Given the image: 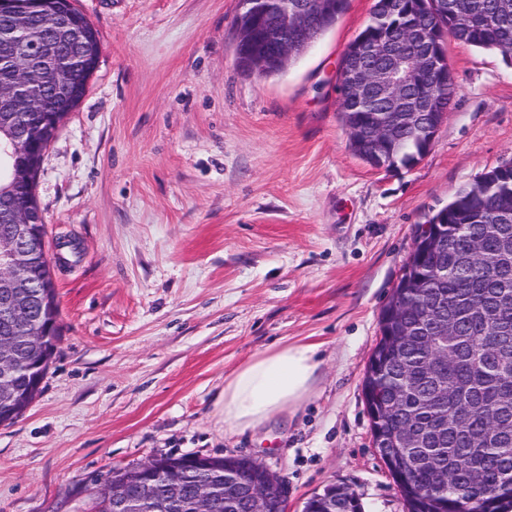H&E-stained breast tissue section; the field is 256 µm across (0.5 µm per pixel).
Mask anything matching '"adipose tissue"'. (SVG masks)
Listing matches in <instances>:
<instances>
[{
    "label": "adipose tissue",
    "mask_w": 512,
    "mask_h": 512,
    "mask_svg": "<svg viewBox=\"0 0 512 512\" xmlns=\"http://www.w3.org/2000/svg\"><path fill=\"white\" fill-rule=\"evenodd\" d=\"M319 367L311 344H280L252 356L224 380V425L254 429L297 408L313 389Z\"/></svg>",
    "instance_id": "obj_1"
}]
</instances>
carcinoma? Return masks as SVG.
Masks as SVG:
<instances>
[{
    "label": "carcinoma",
    "mask_w": 512,
    "mask_h": 512,
    "mask_svg": "<svg viewBox=\"0 0 512 512\" xmlns=\"http://www.w3.org/2000/svg\"><path fill=\"white\" fill-rule=\"evenodd\" d=\"M347 0H336V9L319 15L314 24L327 31L345 11ZM474 16L492 18L483 30L457 28L453 38L467 46L498 53L512 64V0H462ZM415 15L393 16L382 9L372 13L358 33L367 37L399 29ZM19 39L0 38V60L16 58L21 50L34 56L26 77L31 94L42 100L47 112L65 117L75 103L56 88L54 59L75 55L79 46L65 28L40 11L13 19ZM27 111L22 101L0 105V140L18 132L15 116ZM381 104L373 111H342L347 129L371 131L374 119H385ZM441 116L426 112L415 125L398 124L383 145L392 166L408 167L428 151L425 129ZM484 184L459 190L448 205L428 216L440 244L417 248L406 261L409 276L418 288L400 285L380 316V339L368 363L363 394L372 422V436L380 451L411 461L397 483L409 512H466L474 500L484 512H507L512 507V162L482 174ZM33 200L32 192L18 187L5 173L0 160V225L8 223L3 207L19 210ZM502 224H488L490 217ZM53 335L46 350L22 343L12 354L5 382L27 395L36 377H45L61 338L60 311L53 313ZM48 319L38 308L16 318L18 334ZM403 324L407 336H393ZM155 472L141 466L113 468L83 481L89 491V512H113L112 493L102 483L125 480L129 491L149 483L153 512H169L168 500L180 497V512H194L198 485L224 476L222 469L207 470L178 464ZM233 482L212 512H245L241 486L263 476L261 465L247 458L234 462ZM362 512L356 494L333 486L313 497L309 512Z\"/></svg>",
    "instance_id": "carcinoma-1"
}]
</instances>
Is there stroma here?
<instances>
[{"instance_id": "1", "label": "stroma", "mask_w": 512, "mask_h": 512, "mask_svg": "<svg viewBox=\"0 0 512 512\" xmlns=\"http://www.w3.org/2000/svg\"><path fill=\"white\" fill-rule=\"evenodd\" d=\"M100 55L35 183L62 335L24 415L0 425V512H86L78 480L155 456H245L288 512L333 485L407 512L372 445L363 378L418 224L512 161V66L448 40L457 92L414 166L349 147L336 71L375 0H348L287 70L235 54L239 0H75ZM314 344L294 414L226 429L224 379Z\"/></svg>"}]
</instances>
